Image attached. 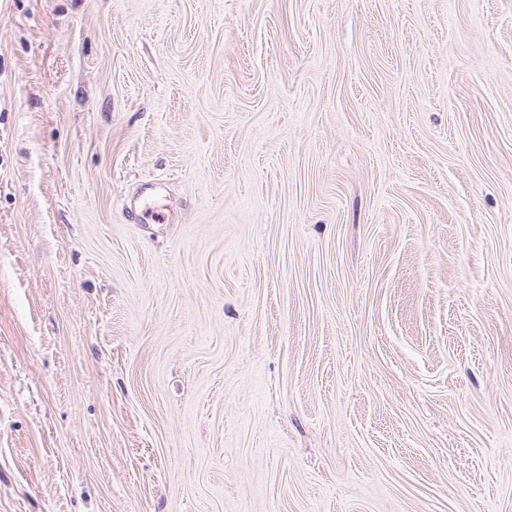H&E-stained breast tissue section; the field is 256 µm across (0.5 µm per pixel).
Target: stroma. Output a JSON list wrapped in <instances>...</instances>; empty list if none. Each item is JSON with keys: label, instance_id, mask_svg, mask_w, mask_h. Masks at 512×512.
<instances>
[{"label": "stroma", "instance_id": "1", "mask_svg": "<svg viewBox=\"0 0 512 512\" xmlns=\"http://www.w3.org/2000/svg\"><path fill=\"white\" fill-rule=\"evenodd\" d=\"M0 512H512V0H0Z\"/></svg>", "mask_w": 512, "mask_h": 512}]
</instances>
